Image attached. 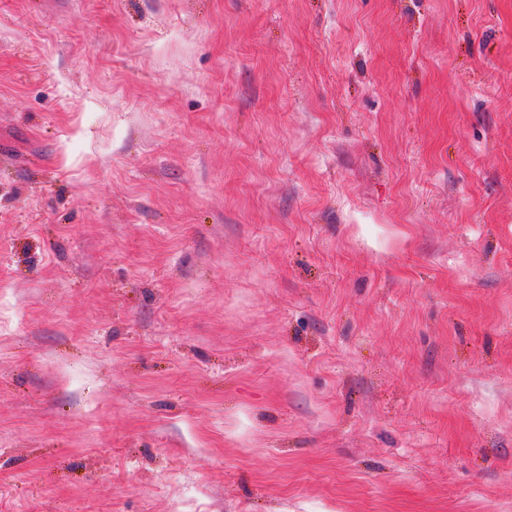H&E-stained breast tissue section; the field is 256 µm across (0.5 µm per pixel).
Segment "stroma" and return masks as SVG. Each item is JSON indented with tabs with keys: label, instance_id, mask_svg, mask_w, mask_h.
<instances>
[{
	"label": "stroma",
	"instance_id": "1",
	"mask_svg": "<svg viewBox=\"0 0 512 512\" xmlns=\"http://www.w3.org/2000/svg\"><path fill=\"white\" fill-rule=\"evenodd\" d=\"M0 512H512V0H0Z\"/></svg>",
	"mask_w": 512,
	"mask_h": 512
}]
</instances>
